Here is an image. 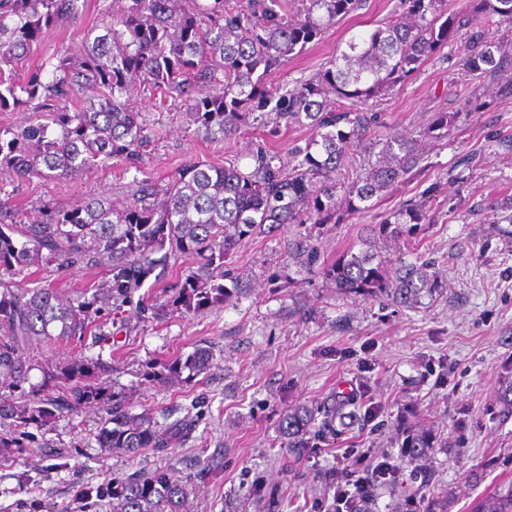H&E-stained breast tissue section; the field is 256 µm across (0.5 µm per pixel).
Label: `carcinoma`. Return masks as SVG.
<instances>
[{
    "instance_id": "1",
    "label": "carcinoma",
    "mask_w": 512,
    "mask_h": 512,
    "mask_svg": "<svg viewBox=\"0 0 512 512\" xmlns=\"http://www.w3.org/2000/svg\"><path fill=\"white\" fill-rule=\"evenodd\" d=\"M359 0H115L90 30L79 54L30 72L16 68L32 45L64 19L80 0H0V110L30 108L45 123L0 130L2 181L33 176L68 180L114 157L136 164L155 132L133 106L148 91L184 107L197 132L214 140L244 126L298 125L312 131L301 145L281 153L260 145L251 164L217 167L190 164L164 184L145 177L128 201L103 196L68 207L23 212L0 205V376L24 400L0 395V448H28V427L71 416L78 406L105 404L97 379L112 371L101 358L74 357L43 374L41 386L58 388L40 398L24 391L32 370L30 349L87 335L105 306L117 313L139 303L156 319L167 312L195 314L241 292L233 266L239 241L283 224H330L341 209L356 214L367 202L408 179L423 157L422 140L450 134L458 113L435 112L418 132H379L382 113L372 101L405 82L422 64L467 32L461 70L471 81L497 80L512 70V0H465L451 11L446 0H402V11L370 32L351 37L329 65L292 87L270 89L267 78L322 36ZM434 223L427 199L407 200L366 225L367 249H349L323 265L337 291L382 299L415 309L445 285L427 260L387 267L376 252L380 240L412 238ZM305 266L319 254L307 236L288 244ZM181 255L197 268L169 286L161 302L140 295L146 280ZM103 261L111 279L65 299L48 286L14 288L25 269L54 265L68 270ZM213 359L207 346L164 363V376L186 379L204 373ZM355 396H333L301 405L280 417L279 431L296 457L336 437V421H364L373 414L353 409ZM94 433L101 448L137 454L149 448L169 453L190 434L195 420L159 428L147 412L106 404ZM401 447L416 460L431 447L427 433L407 429ZM191 490L155 469L114 483L108 490L115 512H186ZM471 512H512V489L485 494Z\"/></svg>"
}]
</instances>
